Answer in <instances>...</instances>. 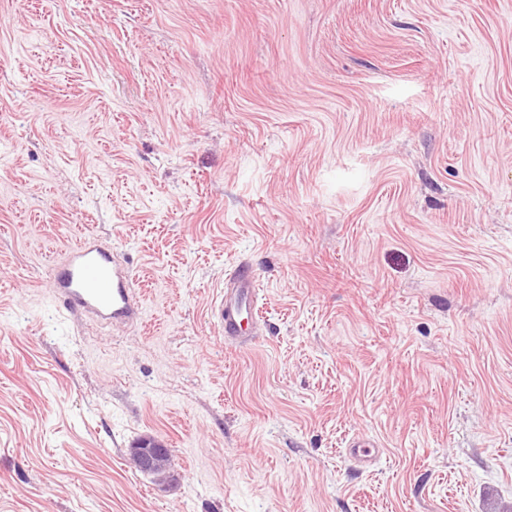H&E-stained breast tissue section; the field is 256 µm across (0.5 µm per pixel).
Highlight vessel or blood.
Returning <instances> with one entry per match:
<instances>
[{"mask_svg": "<svg viewBox=\"0 0 512 512\" xmlns=\"http://www.w3.org/2000/svg\"><path fill=\"white\" fill-rule=\"evenodd\" d=\"M57 286L68 305L100 318L126 320L136 314L129 272L115 264L109 249L94 240L86 238L72 247ZM256 287L251 269L242 265L226 278L212 308L215 324L225 338L245 335L257 302ZM347 454L367 466L378 459L379 450L375 441L355 439Z\"/></svg>", "mask_w": 512, "mask_h": 512, "instance_id": "obj_1", "label": "vessel or blood"}]
</instances>
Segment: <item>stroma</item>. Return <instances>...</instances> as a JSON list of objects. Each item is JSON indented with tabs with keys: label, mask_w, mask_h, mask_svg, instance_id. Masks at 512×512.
Segmentation results:
<instances>
[{
	"label": "stroma",
	"mask_w": 512,
	"mask_h": 512,
	"mask_svg": "<svg viewBox=\"0 0 512 512\" xmlns=\"http://www.w3.org/2000/svg\"><path fill=\"white\" fill-rule=\"evenodd\" d=\"M0 512H512L507 0H0ZM131 281L108 248L84 238L72 247L57 290L69 306L106 320H126L136 314ZM257 280L249 267L239 265L225 279L212 314L224 340L244 336L255 309ZM245 322V323H244ZM348 446L349 458L360 465H371L379 457V448L374 440L353 439ZM130 455L141 471L154 472L161 478L173 471L169 452L158 444H141L137 448H132Z\"/></svg>",
	"instance_id": "35a3bbf8"
}]
</instances>
